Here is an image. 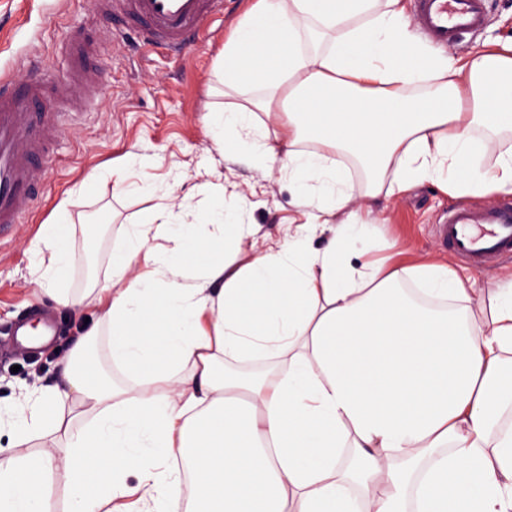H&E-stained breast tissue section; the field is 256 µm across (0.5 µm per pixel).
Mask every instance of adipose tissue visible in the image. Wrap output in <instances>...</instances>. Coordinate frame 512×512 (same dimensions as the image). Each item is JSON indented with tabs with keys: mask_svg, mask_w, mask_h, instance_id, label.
<instances>
[{
	"mask_svg": "<svg viewBox=\"0 0 512 512\" xmlns=\"http://www.w3.org/2000/svg\"><path fill=\"white\" fill-rule=\"evenodd\" d=\"M219 69L247 100L214 114L212 145L278 165L294 228L244 259L252 228L221 207L181 222L167 195L132 225L94 291L96 325L12 422L0 512H52L57 482L68 512L134 489L142 512L182 497L186 512H512V282L474 300L447 264L366 259L411 186L512 192V148L477 162L512 128V40L429 56L402 0H255ZM283 97L275 127L257 121ZM349 158L367 184L355 210ZM69 236L43 226L40 284L77 312L85 294L59 285ZM159 237L168 249L130 276ZM103 333L124 381L86 358ZM43 436L59 465L30 450Z\"/></svg>",
	"mask_w": 512,
	"mask_h": 512,
	"instance_id": "obj_1",
	"label": "adipose tissue"
}]
</instances>
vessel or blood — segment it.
<instances>
[{"mask_svg": "<svg viewBox=\"0 0 512 512\" xmlns=\"http://www.w3.org/2000/svg\"><path fill=\"white\" fill-rule=\"evenodd\" d=\"M88 9L96 16L119 12L143 47L179 53L199 42L204 23L223 12L224 0H89ZM414 21L434 43L452 46L483 27L484 0H415ZM70 51V82L85 99H95L99 75L85 64L88 45L76 38ZM49 99L45 84L0 79V232L24 222L53 159L63 127ZM438 233L458 256L483 264L512 252V203L452 210Z\"/></svg>", "mask_w": 512, "mask_h": 512, "instance_id": "1", "label": "vessel or blood"}]
</instances>
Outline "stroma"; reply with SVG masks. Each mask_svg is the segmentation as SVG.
I'll list each match as a JSON object with an SVG mask.
<instances>
[{"mask_svg": "<svg viewBox=\"0 0 512 512\" xmlns=\"http://www.w3.org/2000/svg\"><path fill=\"white\" fill-rule=\"evenodd\" d=\"M250 4L224 0L223 14L207 20L204 39L176 56L146 52L130 27L91 16L87 0H0V77L26 79L34 62L35 72L59 97L75 98L67 46L79 36L98 45L92 62L101 78L97 98L68 115L25 223L0 236V409L10 410L22 396L54 384L77 335L73 316L58 309L38 284L40 267L49 258L40 231L59 215H66L71 226L74 254L61 285L78 290L103 281L130 225L147 219L164 190L198 211L211 201L212 187L224 186L225 209L235 223L282 237L293 209L287 181L278 171L260 169L247 155L219 154L205 125L206 116L223 111L227 102L219 58ZM485 8L486 28L447 47V54L463 57L486 41L512 37V0H486ZM511 202V194L452 197L436 185H417L394 196L385 223L374 225V255H388L395 244L420 257L448 259L477 290L494 287L512 279V255L473 266L445 247L436 229L455 206ZM90 234L98 239L91 252L84 246ZM32 309L57 325L50 345L34 356L13 346L6 333Z\"/></svg>", "mask_w": 512, "mask_h": 512, "instance_id": "obj_1", "label": "stroma"}]
</instances>
